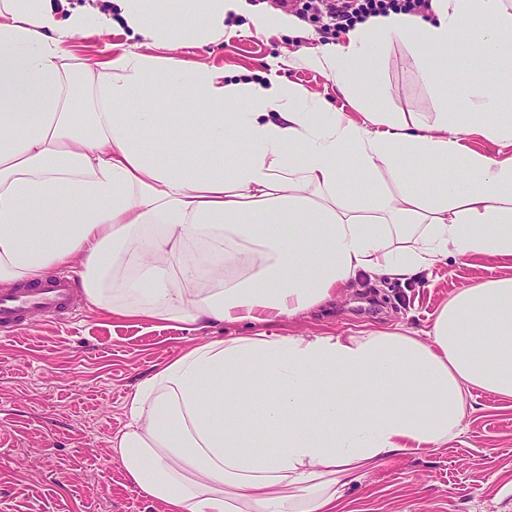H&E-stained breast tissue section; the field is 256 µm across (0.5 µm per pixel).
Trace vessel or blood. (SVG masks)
<instances>
[{
	"label": "vessel or blood",
	"instance_id": "vessel-or-blood-1",
	"mask_svg": "<svg viewBox=\"0 0 512 512\" xmlns=\"http://www.w3.org/2000/svg\"><path fill=\"white\" fill-rule=\"evenodd\" d=\"M73 302L74 282L64 274L51 276L34 286L0 290V331L18 328L36 312L67 317Z\"/></svg>",
	"mask_w": 512,
	"mask_h": 512
}]
</instances>
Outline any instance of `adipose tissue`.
Returning a JSON list of instances; mask_svg holds the SVG:
<instances>
[{"instance_id":"adipose-tissue-1","label":"adipose tissue","mask_w":512,"mask_h":512,"mask_svg":"<svg viewBox=\"0 0 512 512\" xmlns=\"http://www.w3.org/2000/svg\"><path fill=\"white\" fill-rule=\"evenodd\" d=\"M109 2L0 0V287L77 261L89 308L115 319L254 325L187 348L129 394L109 444L142 495L165 512H336L350 479L456 436L468 391L512 398V277L459 289L422 336L264 329L361 278L404 282L448 257L512 267V157L462 143L512 144V6L430 0L427 14L392 11L300 49L346 93L377 35L416 49L436 89L464 50L497 71L455 84L467 111L387 112L377 92L355 120L273 75L68 48L115 27L176 51L220 42L239 18L249 34H289L288 14L249 0ZM78 77L84 112L70 109ZM159 85L201 111H166L150 96ZM160 132L178 163L161 160ZM419 161L429 177L414 176Z\"/></svg>"}]
</instances>
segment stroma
<instances>
[{
	"label": "stroma",
	"instance_id": "obj_1",
	"mask_svg": "<svg viewBox=\"0 0 512 512\" xmlns=\"http://www.w3.org/2000/svg\"><path fill=\"white\" fill-rule=\"evenodd\" d=\"M287 9L309 38L229 31L222 43L189 45L179 55L238 77L274 73L357 117L355 100L333 78L295 58L301 47L344 38L345 28L306 13L302 0H289ZM355 82L363 95L382 84L390 112L459 107L450 87L440 92L420 81L412 51L397 42L360 64ZM511 275L491 259L464 266L449 257L432 278L366 279L270 329L311 336L399 324L422 332L459 288ZM249 332L243 323L195 331L179 322L115 320L90 311L81 297L69 319L35 315L21 329L0 332V512H163L111 457L108 440L129 421L126 399L155 366L202 339ZM469 403L456 437L426 456L383 461L343 489L337 512H512V398L476 389Z\"/></svg>",
	"mask_w": 512,
	"mask_h": 512
}]
</instances>
